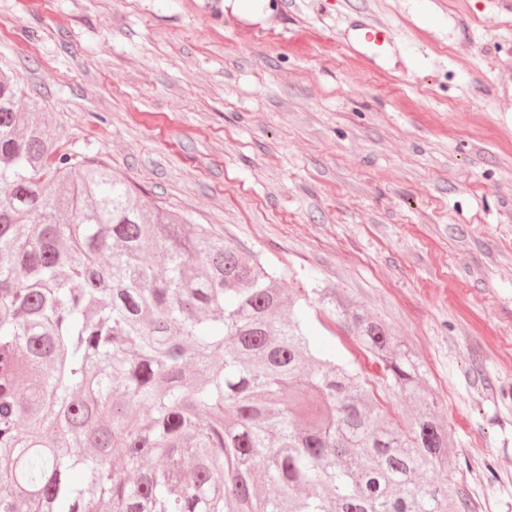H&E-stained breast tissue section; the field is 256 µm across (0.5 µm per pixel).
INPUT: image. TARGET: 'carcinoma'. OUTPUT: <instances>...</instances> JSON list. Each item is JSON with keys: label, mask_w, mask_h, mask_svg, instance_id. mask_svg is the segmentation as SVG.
<instances>
[{"label": "carcinoma", "mask_w": 512, "mask_h": 512, "mask_svg": "<svg viewBox=\"0 0 512 512\" xmlns=\"http://www.w3.org/2000/svg\"><path fill=\"white\" fill-rule=\"evenodd\" d=\"M0 70V512H455L410 349L313 288L408 405L313 351L298 300L204 224L54 147Z\"/></svg>", "instance_id": "carcinoma-1"}]
</instances>
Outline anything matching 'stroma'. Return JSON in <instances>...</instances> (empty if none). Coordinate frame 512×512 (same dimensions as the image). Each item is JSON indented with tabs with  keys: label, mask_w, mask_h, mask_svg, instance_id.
<instances>
[{
	"label": "stroma",
	"mask_w": 512,
	"mask_h": 512,
	"mask_svg": "<svg viewBox=\"0 0 512 512\" xmlns=\"http://www.w3.org/2000/svg\"><path fill=\"white\" fill-rule=\"evenodd\" d=\"M0 0V67L57 148L331 287L425 370L464 512H512V14L462 0ZM398 37L384 68L362 21ZM317 348L404 403L317 305Z\"/></svg>",
	"instance_id": "1"
}]
</instances>
